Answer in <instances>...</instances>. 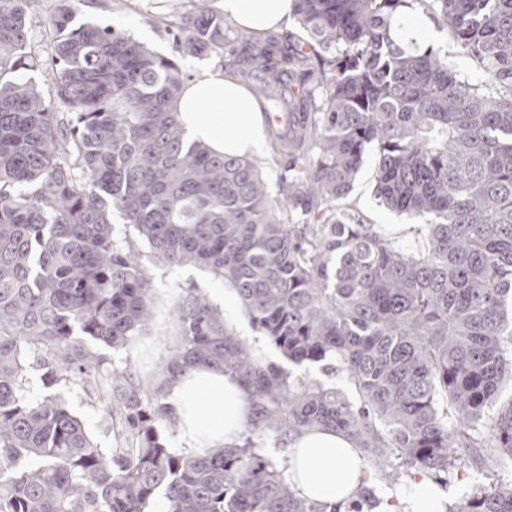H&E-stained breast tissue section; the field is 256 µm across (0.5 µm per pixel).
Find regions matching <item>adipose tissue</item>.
Segmentation results:
<instances>
[{
  "label": "adipose tissue",
  "mask_w": 512,
  "mask_h": 512,
  "mask_svg": "<svg viewBox=\"0 0 512 512\" xmlns=\"http://www.w3.org/2000/svg\"><path fill=\"white\" fill-rule=\"evenodd\" d=\"M293 0H224V14L254 31L288 23ZM176 109L194 139L230 155L261 153L266 145L260 110L241 83L212 69L194 77ZM168 403L181 422L185 452L220 448L236 441L249 414L242 387L216 367H194L175 381ZM287 476L308 499L340 507L370 488L374 474L342 434L315 428L290 446ZM448 496L427 478L410 480L372 512H443Z\"/></svg>",
  "instance_id": "obj_1"
}]
</instances>
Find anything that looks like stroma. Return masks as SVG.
Wrapping results in <instances>:
<instances>
[{
    "instance_id": "35a3bbf8",
    "label": "stroma",
    "mask_w": 512,
    "mask_h": 512,
    "mask_svg": "<svg viewBox=\"0 0 512 512\" xmlns=\"http://www.w3.org/2000/svg\"><path fill=\"white\" fill-rule=\"evenodd\" d=\"M168 11L167 0H84L75 22L79 25L88 22L115 27L157 54L173 58L178 54L177 46L160 24ZM375 168L374 153H367L349 199L355 203L365 221L376 225L385 237L396 241L406 250H416L417 240L407 233L408 220L386 209L377 199ZM113 223L117 236L132 243L139 251L141 261L150 272L161 296V304L148 334L137 339L126 352L115 355L116 363L131 362L140 376L146 379L156 371L167 348L177 338V327L169 314L176 296L184 289L194 288L212 302L223 295L225 285L209 271L193 265L170 268L158 263L136 231L124 224L121 217H114ZM56 391L81 417L100 447L109 449L118 445V425L112 424L101 405L80 386L64 382L57 385ZM510 481L512 474L500 470L490 456H483L478 461L465 458L460 467L448 477V502L458 504L477 486Z\"/></svg>"
}]
</instances>
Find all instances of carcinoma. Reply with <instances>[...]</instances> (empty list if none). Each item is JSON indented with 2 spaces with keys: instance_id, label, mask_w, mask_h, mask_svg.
Here are the masks:
<instances>
[{
  "instance_id": "carcinoma-1",
  "label": "carcinoma",
  "mask_w": 512,
  "mask_h": 512,
  "mask_svg": "<svg viewBox=\"0 0 512 512\" xmlns=\"http://www.w3.org/2000/svg\"><path fill=\"white\" fill-rule=\"evenodd\" d=\"M54 0L51 68L29 45L32 0H0V512H326L288 482L304 431L347 435L392 481L394 461L439 482L462 453L512 468V0H294L303 35L257 34L220 0H171L177 60L112 27H72ZM436 19L473 61L396 36L404 10ZM217 56L263 105L277 192L245 156L191 142L174 104L188 58ZM376 194L419 227L408 252L346 203L367 151ZM122 216L168 267L234 289L280 353L268 361L205 295L171 308L178 339L145 382L103 352L156 316L149 271L114 235ZM192 366L242 383L239 439L169 447L171 384ZM345 372L355 399L298 369ZM76 381L118 419L98 446L59 394ZM448 512H512V483Z\"/></svg>"
}]
</instances>
